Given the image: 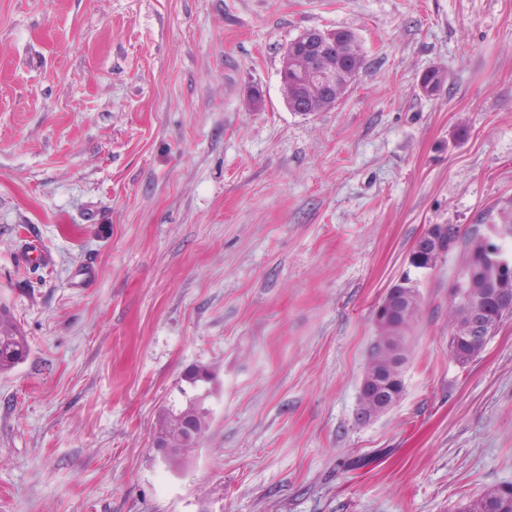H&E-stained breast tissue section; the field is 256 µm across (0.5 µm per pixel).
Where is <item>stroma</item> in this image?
Listing matches in <instances>:
<instances>
[{
	"label": "stroma",
	"instance_id": "35a3bbf8",
	"mask_svg": "<svg viewBox=\"0 0 512 512\" xmlns=\"http://www.w3.org/2000/svg\"><path fill=\"white\" fill-rule=\"evenodd\" d=\"M365 66L301 115L306 30ZM443 88H421L425 72ZM512 207V0H0V512H453L512 485V319L448 351L431 224ZM421 295L400 400L357 418L374 312ZM210 369L183 464L153 446ZM342 34L346 38L344 42L348 46L347 53L342 56H339L336 53V62L340 57L348 59V67L351 70H342L335 63L336 76L331 75L330 71L322 68L320 69L324 71L325 75L320 72L318 73L319 80L322 82L325 90V95L329 97L335 94L336 100L346 92L359 70L363 67L365 61V56L362 55L357 43L358 38L356 35L350 31ZM288 47H290V44ZM288 47L284 52L282 67L280 70L282 88L285 89V99H288V82L292 85L300 83V89L292 93L295 97L288 99V109L292 112H297L300 108L307 111L310 106V111L321 112L327 108L333 107V99L323 95V88L320 86V83L314 80L307 70L303 68L301 60L290 64L288 67V64L294 61L291 60L290 55L288 56ZM297 113L307 115L310 112ZM26 336L12 321L6 308L0 307V372H8L27 356Z\"/></svg>",
	"mask_w": 512,
	"mask_h": 512
}]
</instances>
